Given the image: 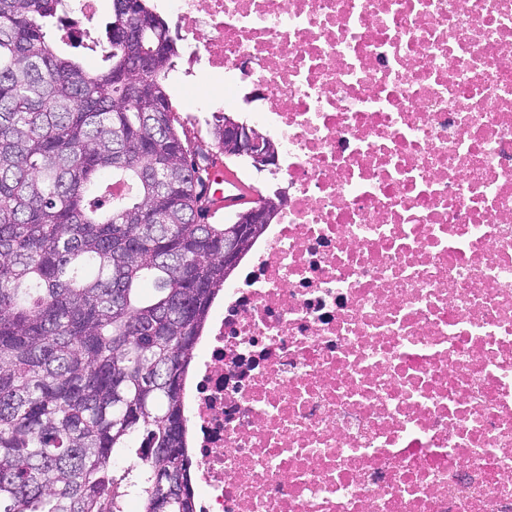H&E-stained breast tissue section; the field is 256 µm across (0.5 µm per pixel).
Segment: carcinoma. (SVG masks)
<instances>
[{
	"label": "carcinoma",
	"instance_id": "1",
	"mask_svg": "<svg viewBox=\"0 0 512 512\" xmlns=\"http://www.w3.org/2000/svg\"><path fill=\"white\" fill-rule=\"evenodd\" d=\"M0 0V512H194L183 384L233 268L166 80L176 38L112 0ZM98 52L101 70L82 64ZM101 8L99 11V1L98 0H68L67 8L65 11V29L71 34V38L76 42L84 41L86 35L88 34L87 29L82 26L83 19H93L94 16L98 13V15L87 25H91L92 28L99 25L102 20L110 13L111 11V1L109 0H100ZM72 15V16H70Z\"/></svg>",
	"mask_w": 512,
	"mask_h": 512
}]
</instances>
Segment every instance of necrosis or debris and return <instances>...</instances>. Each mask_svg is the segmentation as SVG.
<instances>
[{
  "label": "necrosis or debris",
  "instance_id": "1",
  "mask_svg": "<svg viewBox=\"0 0 512 512\" xmlns=\"http://www.w3.org/2000/svg\"><path fill=\"white\" fill-rule=\"evenodd\" d=\"M288 206L185 388L196 512H512V0H168Z\"/></svg>",
  "mask_w": 512,
  "mask_h": 512
}]
</instances>
